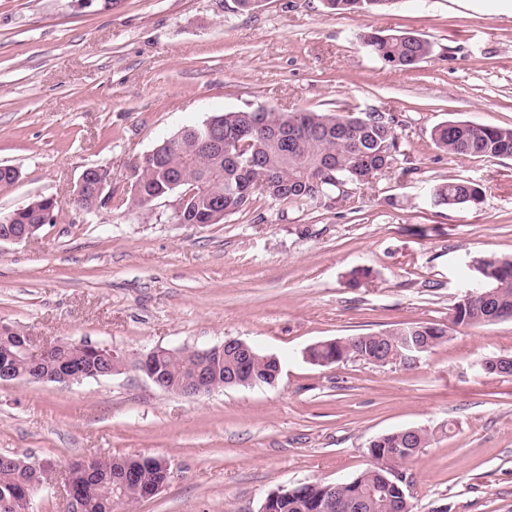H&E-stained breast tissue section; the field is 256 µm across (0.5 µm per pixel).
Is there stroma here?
<instances>
[{"label":"stroma","mask_w":512,"mask_h":512,"mask_svg":"<svg viewBox=\"0 0 512 512\" xmlns=\"http://www.w3.org/2000/svg\"><path fill=\"white\" fill-rule=\"evenodd\" d=\"M410 32L432 53L400 69L360 36ZM265 106L396 116L402 156L348 200L260 201L223 223L133 209V163L188 125ZM449 120L512 127V0H395L334 15L324 0H0V212L57 198L58 219L0 243V324L35 347L89 342L127 356L78 383H0V455L166 459L156 495L126 512H260L288 483L355 477L377 437L433 434L403 465L413 512H512V320L461 327L409 367L307 362L317 342L445 323L464 274L512 255V158L451 156ZM112 171L110 207L76 211L81 172ZM409 175H402V168ZM478 184L474 207H436L429 185ZM370 270L360 286L351 273ZM237 338L281 360L275 384L187 398L133 360Z\"/></svg>","instance_id":"stroma-1"}]
</instances>
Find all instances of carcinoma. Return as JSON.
<instances>
[{
	"mask_svg": "<svg viewBox=\"0 0 512 512\" xmlns=\"http://www.w3.org/2000/svg\"><path fill=\"white\" fill-rule=\"evenodd\" d=\"M385 0H325L333 14L350 12L375 13L386 8ZM364 48L386 65L401 69L415 67L427 58L431 44L412 33L384 34L370 31L361 35ZM224 123L230 122L246 131V153L234 160L208 152L199 138L181 130V148L167 152L157 165L140 159L134 166L138 180V197L161 199L175 194V183L190 180L198 184V192L189 205V218L203 222L215 204L224 206L229 214L242 212L260 200L302 201L322 205L333 196L345 199L353 190L371 183L382 167L392 168L400 149L398 121L387 112L313 111L271 112L264 107L239 109L219 114ZM431 139L440 150L455 156L470 158H512V128L494 125H474L467 121L450 120L436 126ZM308 173L320 181V186L300 196L288 187V182ZM431 204L447 207L476 205L482 197L478 184L450 179L429 188ZM47 199L35 198L18 215V224H42ZM470 280L483 284L480 310L484 313L512 312V257L487 256L474 261ZM475 315L472 308L459 300L450 323L460 327L478 325L469 322ZM432 323H405L384 333H366L337 339L336 347L323 346L313 350L314 359L333 357L359 360L377 365L386 358L393 364H406L399 355L400 337L412 335L415 329ZM25 333L18 328H0V362L8 361L17 372L38 376L54 375L75 364L85 369L98 368V362L85 358L76 343H61L33 362L18 352ZM168 383L180 384L191 378L205 364L188 350L173 351L159 361ZM432 434L422 428L411 433L401 430L387 433L369 445L370 464L347 481L337 492L361 502V508L351 512H391L389 499L398 497L391 486L378 491L382 476L415 456L408 451L428 447ZM127 464V457L90 459V469L75 480V490L84 500V512H112L117 507L145 498L155 483L156 471L143 467L127 489L114 488L112 474ZM47 469L40 465L19 466L0 461V500L10 499L35 481L44 485ZM323 492L316 484L307 493L293 496L278 504L274 512H313L311 502Z\"/></svg>",
	"mask_w": 512,
	"mask_h": 512,
	"instance_id": "carcinoma-1",
	"label": "carcinoma"
}]
</instances>
